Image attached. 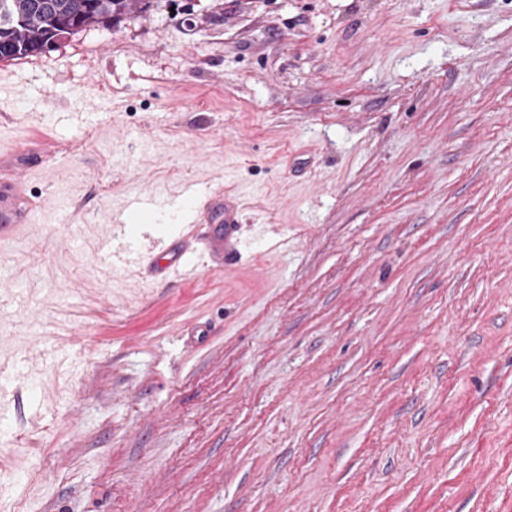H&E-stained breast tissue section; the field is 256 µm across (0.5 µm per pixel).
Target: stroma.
I'll return each instance as SVG.
<instances>
[{"label":"stroma","instance_id":"35a3bbf8","mask_svg":"<svg viewBox=\"0 0 512 512\" xmlns=\"http://www.w3.org/2000/svg\"><path fill=\"white\" fill-rule=\"evenodd\" d=\"M150 2L0 62L40 203L0 367L44 400L0 394V512H512V0ZM191 183L241 196L238 263L101 260Z\"/></svg>","mask_w":512,"mask_h":512}]
</instances>
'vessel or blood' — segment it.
<instances>
[{"label": "vessel or blood", "mask_w": 512, "mask_h": 512, "mask_svg": "<svg viewBox=\"0 0 512 512\" xmlns=\"http://www.w3.org/2000/svg\"><path fill=\"white\" fill-rule=\"evenodd\" d=\"M166 202L152 190H144L130 196L117 221L125 228L127 238L124 245L115 247L110 253L114 267H121L130 259L131 245L145 231L156 230V215ZM38 202L28 194L26 176L12 174L0 177V246H12L32 222ZM176 208L180 220L175 228L162 232L167 246L156 254L149 268L154 273L171 274L195 270L199 252L230 265L238 260L243 250L239 239L238 224L242 211L241 202L232 193H215L193 184L187 185ZM192 224L212 225L210 236L204 238L203 250H196L186 238L185 230Z\"/></svg>", "instance_id": "b4317fda"}]
</instances>
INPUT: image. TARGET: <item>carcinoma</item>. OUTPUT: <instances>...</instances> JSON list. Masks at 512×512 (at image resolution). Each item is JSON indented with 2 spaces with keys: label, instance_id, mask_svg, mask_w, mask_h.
Returning <instances> with one entry per match:
<instances>
[{
  "label": "carcinoma",
  "instance_id": "obj_1",
  "mask_svg": "<svg viewBox=\"0 0 512 512\" xmlns=\"http://www.w3.org/2000/svg\"><path fill=\"white\" fill-rule=\"evenodd\" d=\"M149 6L150 0H0V62L52 51L69 36Z\"/></svg>",
  "mask_w": 512,
  "mask_h": 512
}]
</instances>
